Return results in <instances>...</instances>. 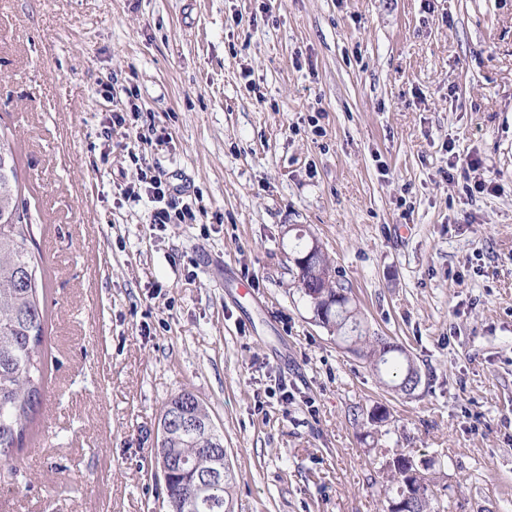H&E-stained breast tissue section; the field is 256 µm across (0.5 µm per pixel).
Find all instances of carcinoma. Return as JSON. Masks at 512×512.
<instances>
[{"label":"carcinoma","instance_id":"obj_1","mask_svg":"<svg viewBox=\"0 0 512 512\" xmlns=\"http://www.w3.org/2000/svg\"><path fill=\"white\" fill-rule=\"evenodd\" d=\"M32 224L21 199L15 148L0 134V455L8 454L30 431L39 413L45 392L46 311L41 302L45 289L37 277L39 264L30 251ZM294 281L310 303L314 317L323 327L340 337L352 352L365 358L372 368L388 377L387 385L396 393L410 395L408 370L413 359L392 338L370 332L358 311L342 309L350 295L325 253L314 254L300 269L291 268ZM188 392L172 395L162 413L180 408L194 415L196 406L187 402ZM224 436L217 430H203L195 439L175 438L168 447L190 455L197 448H218ZM400 452L383 462L386 512L393 503H402L403 512H435L436 493L426 475L412 476L409 458ZM234 473L224 474V482L214 486L205 503H192L191 474L174 469L165 483L170 512H224L229 502Z\"/></svg>","mask_w":512,"mask_h":512}]
</instances>
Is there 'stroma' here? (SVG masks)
<instances>
[{"label":"stroma","instance_id":"stroma-1","mask_svg":"<svg viewBox=\"0 0 512 512\" xmlns=\"http://www.w3.org/2000/svg\"><path fill=\"white\" fill-rule=\"evenodd\" d=\"M0 131L48 316L0 512H168L158 422L184 389L233 512H378L400 450L438 460L440 512H512V0H0ZM143 167L191 222L126 196ZM295 225L413 395L301 300ZM377 404L379 431L352 419Z\"/></svg>","mask_w":512,"mask_h":512}]
</instances>
